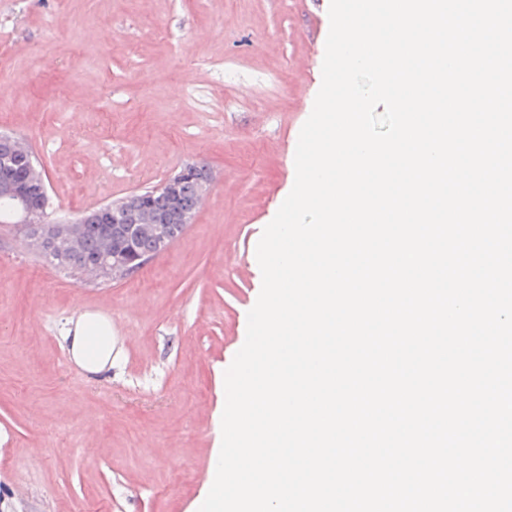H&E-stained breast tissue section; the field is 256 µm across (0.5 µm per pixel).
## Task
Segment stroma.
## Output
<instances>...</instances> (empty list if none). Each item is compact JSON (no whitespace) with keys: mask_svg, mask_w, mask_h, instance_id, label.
<instances>
[{"mask_svg":"<svg viewBox=\"0 0 512 512\" xmlns=\"http://www.w3.org/2000/svg\"><path fill=\"white\" fill-rule=\"evenodd\" d=\"M329 0H0V131L31 141L50 221L213 181L193 224L126 279L56 270L0 229V512H199L224 374L262 285L256 246L295 182ZM112 308V365L66 367ZM72 328L69 333L70 337V352L75 362L85 369L88 373L96 375L103 371L107 365H112V334H108L104 329L106 336H100L101 348L96 358L93 357L96 351L97 341H91L88 349V357L86 354V340L90 332L94 331L95 327L101 328V323L97 313L85 312L78 316L77 319L71 320Z\"/></svg>","mask_w":512,"mask_h":512,"instance_id":"1","label":"stroma"}]
</instances>
